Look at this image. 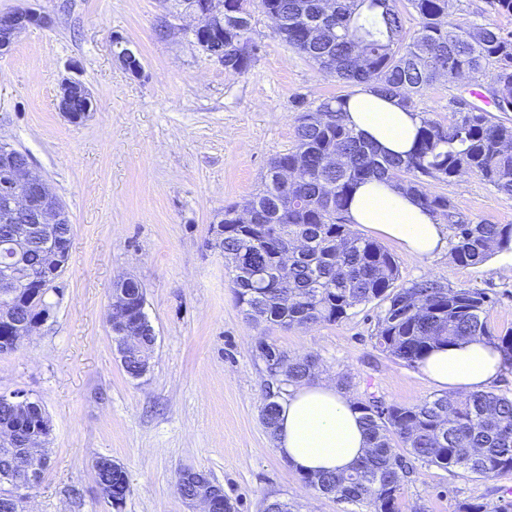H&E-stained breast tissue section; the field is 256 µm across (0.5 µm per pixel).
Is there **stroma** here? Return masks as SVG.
<instances>
[{
  "instance_id": "obj_1",
  "label": "stroma",
  "mask_w": 512,
  "mask_h": 512,
  "mask_svg": "<svg viewBox=\"0 0 512 512\" xmlns=\"http://www.w3.org/2000/svg\"><path fill=\"white\" fill-rule=\"evenodd\" d=\"M18 9L52 23L27 28L0 54V143L29 155L73 225L68 266L46 295L50 318L0 354V392L30 394L52 421L29 512H109L92 467L98 457L127 472L122 512H192L175 489L188 467L222 484L237 512H261L274 499L298 512H346L302 482L261 424L267 373L257 337L290 357H317L314 383L348 376L355 400L372 393L413 405L440 389L376 349L377 305L307 328L255 326L211 241L225 208L256 192L270 160L295 146L303 105L354 87L275 38L258 11L251 37L261 51L248 72L234 74L189 41V15L163 0H0V13ZM116 33L137 48L142 76L118 61ZM66 77L84 81L94 98L78 123L59 110ZM425 187L449 196L465 219L512 224V197L477 176ZM381 244L399 264L398 286L427 277L486 292L490 326L512 329L511 249L463 266L446 249L427 257ZM124 274L142 283L157 336L151 370L138 380L124 371L108 327L112 284ZM504 498H512V474L421 468L405 484L402 512Z\"/></svg>"
}]
</instances>
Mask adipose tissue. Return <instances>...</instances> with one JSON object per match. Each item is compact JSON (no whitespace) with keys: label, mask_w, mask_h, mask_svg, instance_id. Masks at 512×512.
Returning <instances> with one entry per match:
<instances>
[{"label":"adipose tissue","mask_w":512,"mask_h":512,"mask_svg":"<svg viewBox=\"0 0 512 512\" xmlns=\"http://www.w3.org/2000/svg\"><path fill=\"white\" fill-rule=\"evenodd\" d=\"M346 112L348 125L382 153L403 157L412 149L420 117L397 100L362 88L348 99ZM346 217L411 253L432 255L445 245L434 217L390 181L358 184ZM503 368L501 353L478 341L437 349L421 365L437 386L464 393L483 390ZM275 443L282 458L308 473L347 470L368 450L359 412L347 396L327 384L299 386L283 401Z\"/></svg>","instance_id":"ef3b65f1"}]
</instances>
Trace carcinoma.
<instances>
[{
    "instance_id": "1",
    "label": "carcinoma",
    "mask_w": 512,
    "mask_h": 512,
    "mask_svg": "<svg viewBox=\"0 0 512 512\" xmlns=\"http://www.w3.org/2000/svg\"><path fill=\"white\" fill-rule=\"evenodd\" d=\"M449 0H224V24L204 41L224 38V70L243 74L254 59V10L278 16L274 34L344 84L369 87L414 109L415 98L443 80L490 79L486 92L503 111L512 102V30L493 20L455 19ZM416 20L414 29L405 15ZM347 96L307 106L296 117V146L274 157L261 188L224 209L226 275L239 305L257 324L309 327L338 322L361 305L376 304L375 345L415 366L441 347L478 340L498 349L512 368V329L488 324L492 300L474 288L433 279L397 287L395 257L351 230L345 211L353 188L390 180L436 218L450 224L451 255L463 266L512 246L511 224L465 222L445 195L424 189L427 179L452 183L468 174L512 196V124L472 103L448 126L421 117L406 158L382 155L344 123ZM250 214L241 223L238 209ZM289 247L288 275L279 251ZM256 356L268 375L260 419L274 432L280 395L311 380L317 358H291L262 336ZM368 441L349 472L304 474L317 492L354 506L350 512H400L404 482L418 468L462 469L476 478L512 473V397L490 391L464 398L432 396L414 405L387 404L373 394L354 402ZM456 512H512L504 499L491 511L458 502Z\"/></svg>"
}]
</instances>
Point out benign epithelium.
Returning a JSON list of instances; mask_svg holds the SVG:
<instances>
[{"instance_id": "obj_1", "label": "benign epithelium", "mask_w": 512, "mask_h": 512, "mask_svg": "<svg viewBox=\"0 0 512 512\" xmlns=\"http://www.w3.org/2000/svg\"><path fill=\"white\" fill-rule=\"evenodd\" d=\"M199 22L191 26V32L205 34L210 31L215 19L224 17V0H204L195 11ZM51 19L32 9H21L0 15V47L12 45L16 38L30 26H47ZM92 93L86 84L75 78L62 81L59 110L72 123L82 121L91 111ZM0 196L5 199L3 221L17 214L28 216L30 223L13 225L9 239V248L13 251L15 262L0 267V288L7 289L4 299L0 300V324L9 327L13 336L0 345L3 353L14 351L21 339L32 335L50 317V312L38 309L40 293L52 287L62 276L69 259V243L54 226L71 224L69 214L60 201L47 205L51 199V190L43 177L35 172L31 165L19 167L15 164L14 149L7 144L0 145ZM49 238V262L41 268V273L33 274L23 268L17 259L25 252L32 238ZM133 281L131 277L116 280L110 293L109 308L127 305L129 296L126 286ZM114 343L121 356L134 352L141 362V375H146L151 367L153 346L144 345L136 335L126 332L124 326L108 320ZM46 425H40V431L31 435L26 442V451L15 458L13 468L0 475V487L10 491L13 497L27 499L31 487L39 480L38 471L30 465V460L39 455L45 446ZM183 483L192 489V493L183 496L191 506H202V512H224V487L205 480L196 469L185 468L180 471ZM101 498L114 510L121 512L123 501L112 496V480L97 481Z\"/></svg>"}]
</instances>
